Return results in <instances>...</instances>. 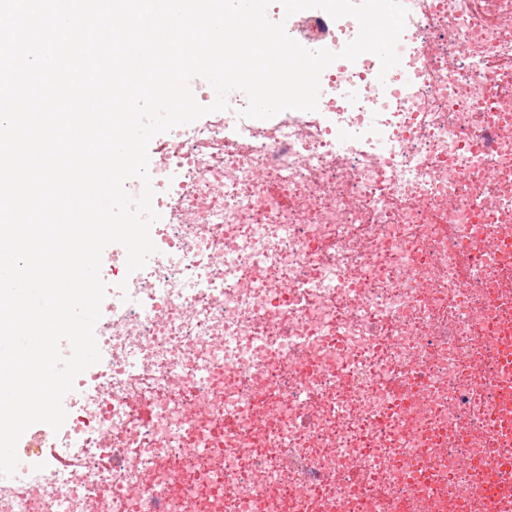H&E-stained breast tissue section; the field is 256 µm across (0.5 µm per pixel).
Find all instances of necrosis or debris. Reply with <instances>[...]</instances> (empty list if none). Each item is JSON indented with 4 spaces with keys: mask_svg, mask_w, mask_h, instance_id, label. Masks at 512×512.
<instances>
[{
    "mask_svg": "<svg viewBox=\"0 0 512 512\" xmlns=\"http://www.w3.org/2000/svg\"><path fill=\"white\" fill-rule=\"evenodd\" d=\"M404 4L386 80L340 59L317 111L170 130L158 251L0 512H512V0Z\"/></svg>",
    "mask_w": 512,
    "mask_h": 512,
    "instance_id": "4bbe7bcc",
    "label": "necrosis or debris"
}]
</instances>
